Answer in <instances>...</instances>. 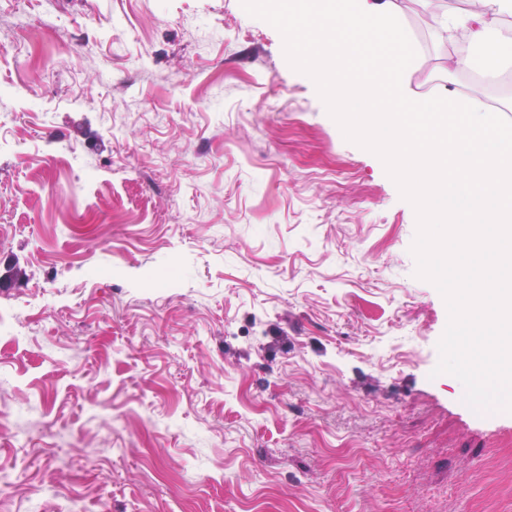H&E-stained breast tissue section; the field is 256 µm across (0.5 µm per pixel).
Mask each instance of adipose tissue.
<instances>
[{
    "mask_svg": "<svg viewBox=\"0 0 512 512\" xmlns=\"http://www.w3.org/2000/svg\"><path fill=\"white\" fill-rule=\"evenodd\" d=\"M465 12L444 7L438 13V26L447 39L457 34L473 43L488 35L496 37L498 63L512 61V28L500 20L512 16V0H471ZM401 0H333L322 16L320 27L339 30L348 38L352 53H365L367 47L404 46L407 35L401 24ZM283 37L295 49L297 60L318 76L322 88L338 110L363 113L356 134L380 141L391 156L410 146L403 128L397 124L390 101L402 97L406 79L389 69L379 82L367 84L343 76L333 69L316 45L307 42V18L292 16L276 21ZM409 110L416 117L428 118L430 135L417 149L418 169L425 183L434 188L426 199L435 219L447 216L441 200L447 199L457 183H464L470 197L468 217L479 226L477 238L466 236L448 240L447 270L455 279L467 281L469 290L457 297V320L450 338L456 352L479 357L484 372L512 375V322L500 315L501 307L512 301V280L505 270L512 268V146L505 144L492 128L488 107L479 88L470 93H451L438 98L414 97ZM475 139V150L483 161L481 174L471 175L467 158L448 153V136Z\"/></svg>",
    "mask_w": 512,
    "mask_h": 512,
    "instance_id": "1",
    "label": "adipose tissue"
}]
</instances>
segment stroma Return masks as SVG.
Returning a JSON list of instances; mask_svg holds the SVG:
<instances>
[{
    "label": "stroma",
    "mask_w": 512,
    "mask_h": 512,
    "mask_svg": "<svg viewBox=\"0 0 512 512\" xmlns=\"http://www.w3.org/2000/svg\"><path fill=\"white\" fill-rule=\"evenodd\" d=\"M1 224L0 512H512L413 206L241 0H0Z\"/></svg>",
    "instance_id": "obj_1"
}]
</instances>
